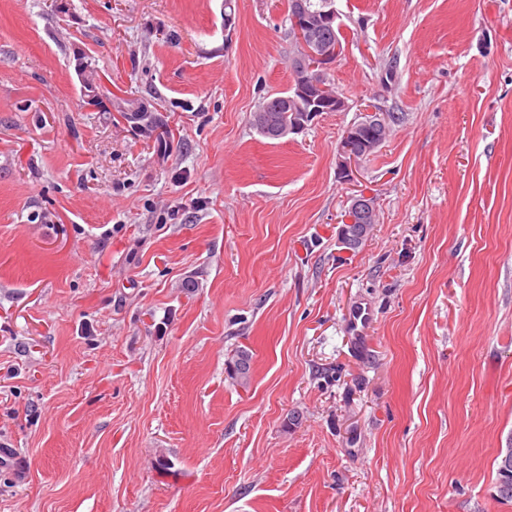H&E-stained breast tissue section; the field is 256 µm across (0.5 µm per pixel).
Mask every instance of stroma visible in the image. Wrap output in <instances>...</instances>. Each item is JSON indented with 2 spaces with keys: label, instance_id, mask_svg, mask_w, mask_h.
I'll return each instance as SVG.
<instances>
[{
  "label": "stroma",
  "instance_id": "obj_1",
  "mask_svg": "<svg viewBox=\"0 0 512 512\" xmlns=\"http://www.w3.org/2000/svg\"><path fill=\"white\" fill-rule=\"evenodd\" d=\"M333 5L348 108L271 140L287 0H0V512H512V0ZM371 127L378 131L375 136L369 132ZM387 130V125L377 115L351 124L345 130L339 146L340 156L342 157L339 163V174L343 178L350 177L352 164L354 165L359 160L373 154L382 144ZM349 206L345 211L343 224L339 231V240L342 245H347V226L356 224L351 229V235L353 237L352 249H357L366 236L365 224H374L376 220V207L375 200L372 196L365 194L354 195L349 199ZM228 376L242 387H247L252 374V354L247 349L238 348L227 363Z\"/></svg>",
  "mask_w": 512,
  "mask_h": 512
}]
</instances>
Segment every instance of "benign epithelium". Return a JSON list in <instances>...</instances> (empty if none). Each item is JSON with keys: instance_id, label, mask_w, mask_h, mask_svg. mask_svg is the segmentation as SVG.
<instances>
[{"instance_id": "benign-epithelium-1", "label": "benign epithelium", "mask_w": 512, "mask_h": 512, "mask_svg": "<svg viewBox=\"0 0 512 512\" xmlns=\"http://www.w3.org/2000/svg\"><path fill=\"white\" fill-rule=\"evenodd\" d=\"M290 18L302 56L298 58L296 69L298 79L289 87L288 104L292 106V122L288 129L275 132L279 138L302 131L324 112H342L346 108L344 98L327 83V75L342 53V41L338 38H319V32L324 28L342 29L333 0H327L319 7L314 6L311 0H293ZM387 130L385 122L375 115L351 124L345 130L339 146V174L344 178L350 177L352 165L373 154L382 144ZM375 220L373 197L365 194L350 197L339 231L340 243L346 244L347 226L373 224Z\"/></svg>"}]
</instances>
